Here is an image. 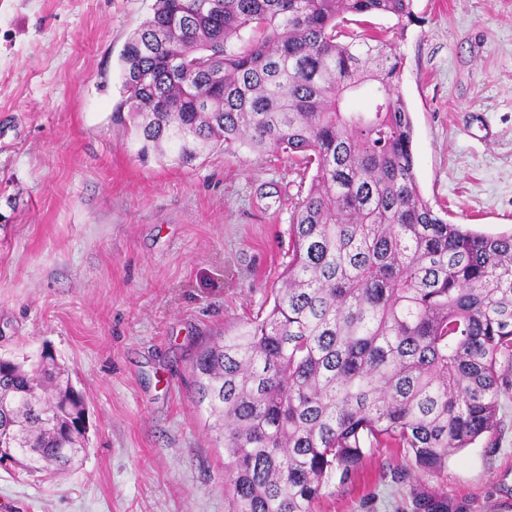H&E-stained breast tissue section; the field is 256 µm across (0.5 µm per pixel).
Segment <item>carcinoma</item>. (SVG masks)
<instances>
[{"instance_id":"carcinoma-1","label":"carcinoma","mask_w":512,"mask_h":512,"mask_svg":"<svg viewBox=\"0 0 512 512\" xmlns=\"http://www.w3.org/2000/svg\"><path fill=\"white\" fill-rule=\"evenodd\" d=\"M350 15L403 26L413 0H155L121 53L114 120L139 159L189 167L245 146L315 169L270 310L192 361L227 512H315L368 448L434 477L498 432L512 395V233L451 223L423 198L403 58ZM85 409L55 357L0 356L3 453L25 472L70 470ZM409 506L460 512L422 487Z\"/></svg>"}]
</instances>
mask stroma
<instances>
[{
    "instance_id": "obj_1",
    "label": "stroma",
    "mask_w": 512,
    "mask_h": 512,
    "mask_svg": "<svg viewBox=\"0 0 512 512\" xmlns=\"http://www.w3.org/2000/svg\"><path fill=\"white\" fill-rule=\"evenodd\" d=\"M154 0H0V354L50 349L82 391L88 448L67 475L0 468V512H225L224 450L195 402L205 344L268 311L310 177L283 154L140 161L112 123L120 54ZM399 27L421 193L448 220L512 230V0H414ZM501 430L426 488L512 512V399ZM396 448L317 512H398L417 475Z\"/></svg>"
}]
</instances>
